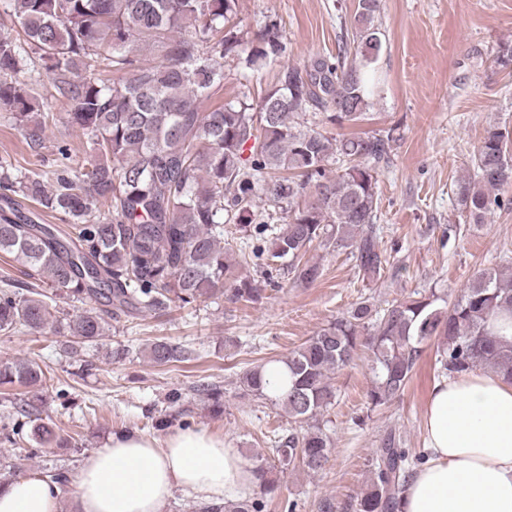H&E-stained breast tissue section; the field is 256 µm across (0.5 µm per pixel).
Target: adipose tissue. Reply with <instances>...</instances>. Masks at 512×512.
I'll list each match as a JSON object with an SVG mask.
<instances>
[{
    "instance_id": "obj_1",
    "label": "adipose tissue",
    "mask_w": 512,
    "mask_h": 512,
    "mask_svg": "<svg viewBox=\"0 0 512 512\" xmlns=\"http://www.w3.org/2000/svg\"><path fill=\"white\" fill-rule=\"evenodd\" d=\"M427 457L398 512H512V383L473 368L434 384L423 413ZM262 478L223 437L113 433L75 477L76 512H163L174 493L203 504L248 499ZM60 487L33 473L0 484V512H60Z\"/></svg>"
}]
</instances>
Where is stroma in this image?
<instances>
[{
	"instance_id": "35a3bbf8",
	"label": "stroma",
	"mask_w": 512,
	"mask_h": 512,
	"mask_svg": "<svg viewBox=\"0 0 512 512\" xmlns=\"http://www.w3.org/2000/svg\"><path fill=\"white\" fill-rule=\"evenodd\" d=\"M357 0H238L245 30L276 21L288 44L287 61L307 63L335 52L339 38H353ZM376 23L384 49L364 73L370 106L361 121L331 125L322 114H307L308 126L331 137L375 135L394 130L388 155L377 166L379 247L387 258L372 287L358 280L346 251H309L322 275L309 287L280 279L261 303L226 300L174 308L117 323L99 342L90 363L67 354L62 336L28 329L0 334V360L30 358L44 369L41 418L70 445H33L29 459L0 444V463H18L22 474L74 476L83 460L102 448L112 433L137 431L163 437L194 427L224 435L252 464L270 459L268 438L285 433L287 416L254 400L238 386L242 372L285 358L309 336L361 299L375 308L413 292L435 291L454 299L481 268L512 273V206L495 211L487 223H466L455 194L457 182L473 171V158L486 132L498 126L512 132V65L498 66L501 46L512 42V0H380ZM279 62L244 78L236 57L224 59V80L212 104L256 97L272 86ZM79 156L91 154L82 131L56 123L46 132L41 156L32 155L8 112H0V158L12 160L18 176L50 180L58 146ZM165 339L193 350L191 360L154 367L142 347ZM128 358L108 361L116 347ZM437 343L429 341L403 394L389 406L369 410L368 352L333 379L336 398L322 420L334 442L327 468L316 474L274 471L277 484L265 512H320L331 500L347 512L370 479L373 451L390 433L411 453L424 452L422 417L431 388L439 379ZM224 392V411L213 414L195 394L200 382ZM179 403H171L172 394Z\"/></svg>"
}]
</instances>
